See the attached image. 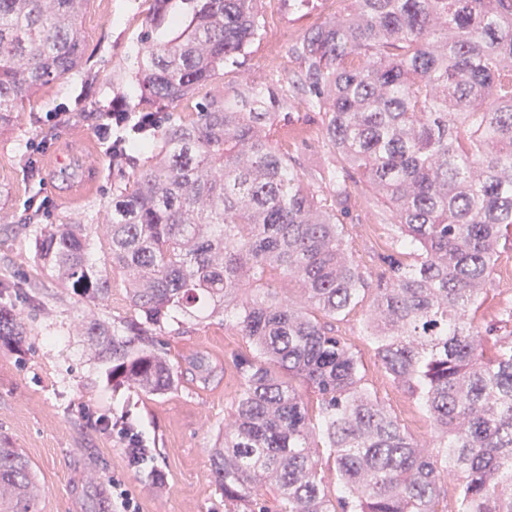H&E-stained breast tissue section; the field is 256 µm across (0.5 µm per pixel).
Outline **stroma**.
Instances as JSON below:
<instances>
[{
  "mask_svg": "<svg viewBox=\"0 0 512 512\" xmlns=\"http://www.w3.org/2000/svg\"><path fill=\"white\" fill-rule=\"evenodd\" d=\"M192 7L191 0H167L163 6L157 0H87L80 64L41 87L0 128V284L7 288L0 305L10 307L30 331L25 355L0 349V446L27 460L35 512H86L84 492L93 481L107 488L121 484L138 512H224L211 449L233 409L235 359L250 353L243 337L216 320L173 324L161 338L168 359L179 362L193 349L208 353L221 365L214 382L202 390L184 375L162 395L112 390L87 326L126 315L124 289H113L104 300H82L42 267L32 236L38 224L87 225L90 257L102 262L99 244L110 231L112 194L131 181L132 171L112 164L98 130L113 101H137L135 72L147 40L170 39ZM350 7V0H263L266 30L241 57L240 77L274 84L297 71L288 46ZM282 130L283 146L297 166L309 170L335 161L322 116L307 96L295 100ZM71 143L95 153L101 163L98 182L78 198L68 196L67 183L51 166L53 152ZM344 179L349 196L342 221L355 260L374 282L380 257L392 251L391 218L357 172L346 171ZM509 299L512 249L496 263L478 321L496 323ZM364 314L356 308L338 329L356 349L369 386L406 431L430 440L433 429L424 410L392 382L364 339ZM99 416L133 427L151 450L150 462L132 467L116 433L96 424Z\"/></svg>",
  "mask_w": 512,
  "mask_h": 512,
  "instance_id": "35a3bbf8",
  "label": "stroma"
}]
</instances>
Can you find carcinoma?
I'll list each match as a JSON object with an SVG mask.
<instances>
[{
  "mask_svg": "<svg viewBox=\"0 0 512 512\" xmlns=\"http://www.w3.org/2000/svg\"><path fill=\"white\" fill-rule=\"evenodd\" d=\"M84 2L0 0V128L79 65ZM265 23L261 0H198L177 37L148 44L132 108L193 101L192 117L157 125L153 163L112 194V273L90 262L80 224L34 228L39 260L87 300L129 289L130 316L88 327L118 385H175L160 351L174 312L222 320L253 347L213 449L231 512H512V301L498 324L476 321L512 246V0H353L289 48L299 71L287 82L322 112L336 153L327 193L282 148L294 95L236 76ZM218 78L222 95L210 91ZM347 166L392 217L394 249L374 285L336 214ZM364 302V336L426 411L431 443L364 384L336 334ZM26 343L0 306V348ZM185 365L202 387L216 376L205 353ZM29 484L28 463L0 448L13 512H34Z\"/></svg>",
  "mask_w": 512,
  "mask_h": 512,
  "instance_id": "carcinoma-1",
  "label": "carcinoma"
}]
</instances>
